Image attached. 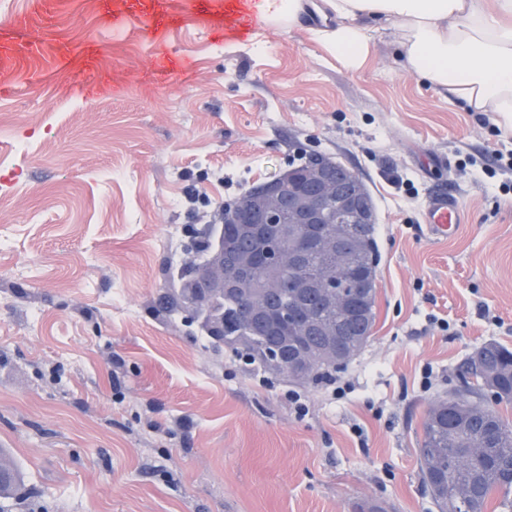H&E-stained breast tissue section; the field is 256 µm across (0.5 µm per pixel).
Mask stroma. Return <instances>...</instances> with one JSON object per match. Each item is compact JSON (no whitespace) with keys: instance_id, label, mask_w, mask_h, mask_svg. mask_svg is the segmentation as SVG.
Listing matches in <instances>:
<instances>
[{"instance_id":"stroma-1","label":"stroma","mask_w":512,"mask_h":512,"mask_svg":"<svg viewBox=\"0 0 512 512\" xmlns=\"http://www.w3.org/2000/svg\"><path fill=\"white\" fill-rule=\"evenodd\" d=\"M249 2L0 0V448L29 512H439L427 411L512 349V133L409 73L391 25L350 69L315 10L246 31ZM305 151L376 207V322L332 387L156 310L189 229ZM447 183L439 238L421 214ZM423 221L429 224L431 232L439 237H448L461 224V208L455 193L438 188L428 196L423 210Z\"/></svg>"}]
</instances>
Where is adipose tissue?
I'll list each match as a JSON object with an SVG mask.
<instances>
[{
	"mask_svg": "<svg viewBox=\"0 0 512 512\" xmlns=\"http://www.w3.org/2000/svg\"><path fill=\"white\" fill-rule=\"evenodd\" d=\"M262 28L295 25L304 0H253ZM333 28L317 41L341 61L361 67L369 39L361 22L384 20L398 30L405 67L471 111L503 116L512 129V0H323Z\"/></svg>",
	"mask_w": 512,
	"mask_h": 512,
	"instance_id": "obj_1",
	"label": "adipose tissue"
}]
</instances>
